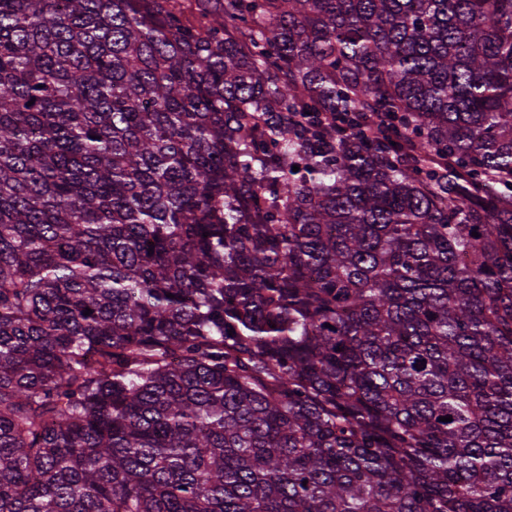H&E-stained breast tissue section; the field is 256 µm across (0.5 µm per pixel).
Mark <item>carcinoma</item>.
Returning <instances> with one entry per match:
<instances>
[{
	"label": "carcinoma",
	"instance_id": "1",
	"mask_svg": "<svg viewBox=\"0 0 512 512\" xmlns=\"http://www.w3.org/2000/svg\"><path fill=\"white\" fill-rule=\"evenodd\" d=\"M0 512H512V0H0Z\"/></svg>",
	"mask_w": 512,
	"mask_h": 512
}]
</instances>
